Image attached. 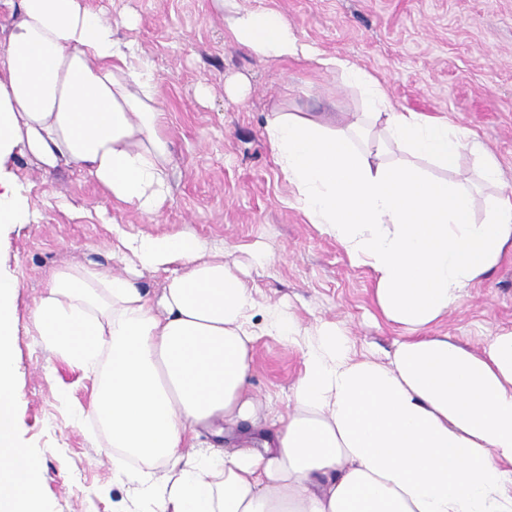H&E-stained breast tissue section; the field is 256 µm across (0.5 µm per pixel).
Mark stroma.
I'll return each instance as SVG.
<instances>
[{
  "label": "stroma",
  "instance_id": "35a3bbf8",
  "mask_svg": "<svg viewBox=\"0 0 512 512\" xmlns=\"http://www.w3.org/2000/svg\"><path fill=\"white\" fill-rule=\"evenodd\" d=\"M111 18L115 36L154 66L167 114L171 196L154 219L113 202L84 170L44 172L28 155L7 165L29 204L28 223L0 234V275L15 282L12 314L19 437L43 461L45 512H140L112 474L106 434L88 408L96 383L48 350L31 314L55 268L109 264L113 225L132 234L189 232L223 250L264 304H289L303 326L336 323L357 351L385 356L399 330L381 318L367 268L351 266L334 239L291 202L269 150L265 116L282 109L356 112L358 93L315 61L264 60L228 37L211 0H85ZM282 14L318 54L375 76L392 104L448 120L477 136L512 187V0H241ZM245 81L244 93L231 92ZM272 256L259 266L256 248ZM512 330V254L469 288L429 330L478 351ZM303 369L276 336L254 344L251 386L287 410Z\"/></svg>",
  "mask_w": 512,
  "mask_h": 512
}]
</instances>
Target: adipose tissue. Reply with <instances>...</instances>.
Returning <instances> with one entry per match:
<instances>
[{
	"instance_id": "adipose-tissue-1",
	"label": "adipose tissue",
	"mask_w": 512,
	"mask_h": 512,
	"mask_svg": "<svg viewBox=\"0 0 512 512\" xmlns=\"http://www.w3.org/2000/svg\"><path fill=\"white\" fill-rule=\"evenodd\" d=\"M230 39L263 59L314 58L282 15L213 0ZM362 109L315 120L270 112V151L293 204L373 276L382 316L403 330L386 360L354 352L334 323L301 328L260 305L222 254L190 234L116 230L136 266L55 269L33 324L58 355L99 375L90 407L112 462L149 512H512V331L473 352L423 330L458 307L512 250V192L469 130L402 112L380 81L325 58ZM152 69L83 0H18L0 50V163L82 167L114 201L156 216L170 194V145ZM496 190L484 221L474 194L431 175L462 152ZM168 271L158 301L137 271ZM0 279V512H42L40 457L18 435L12 302ZM276 336L303 371L287 414L249 387L253 345ZM216 421L270 426L262 448L196 451ZM162 463L157 475L153 463Z\"/></svg>"
}]
</instances>
